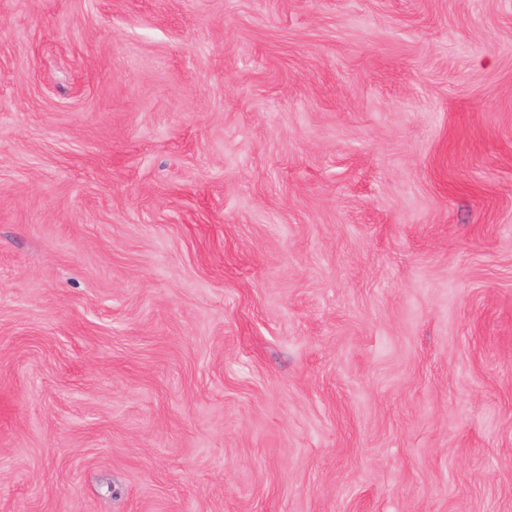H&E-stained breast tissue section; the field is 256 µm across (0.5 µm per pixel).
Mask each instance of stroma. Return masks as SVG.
<instances>
[{"label": "stroma", "instance_id": "stroma-1", "mask_svg": "<svg viewBox=\"0 0 512 512\" xmlns=\"http://www.w3.org/2000/svg\"><path fill=\"white\" fill-rule=\"evenodd\" d=\"M0 512H512V0H0Z\"/></svg>", "mask_w": 512, "mask_h": 512}]
</instances>
